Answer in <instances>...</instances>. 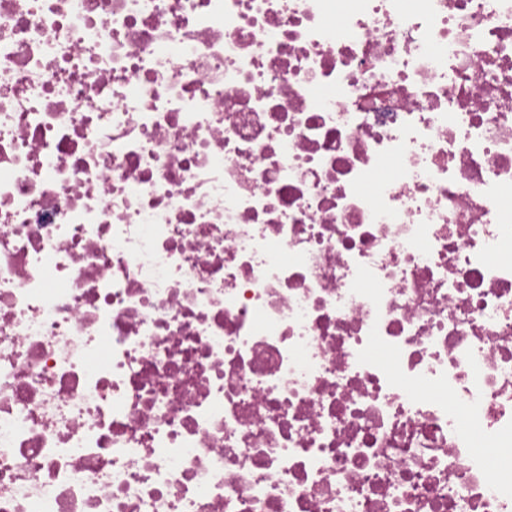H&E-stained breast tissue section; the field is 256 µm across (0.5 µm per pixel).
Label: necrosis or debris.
Returning <instances> with one entry per match:
<instances>
[{
    "label": "necrosis or debris",
    "mask_w": 512,
    "mask_h": 512,
    "mask_svg": "<svg viewBox=\"0 0 512 512\" xmlns=\"http://www.w3.org/2000/svg\"><path fill=\"white\" fill-rule=\"evenodd\" d=\"M512 0H0V512H512Z\"/></svg>",
    "instance_id": "necrosis-or-debris-1"
}]
</instances>
